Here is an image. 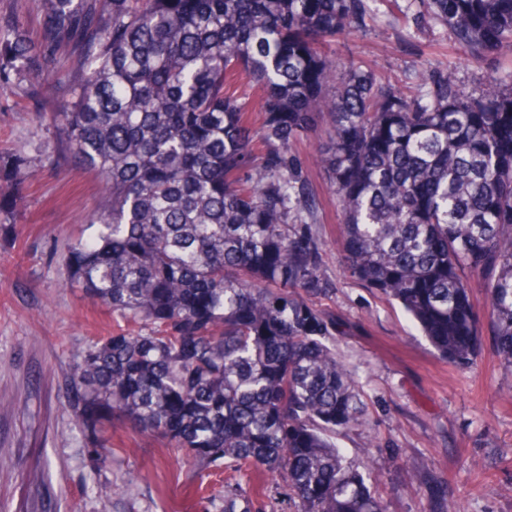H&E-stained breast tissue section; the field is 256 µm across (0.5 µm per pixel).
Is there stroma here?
Returning a JSON list of instances; mask_svg holds the SVG:
<instances>
[{"instance_id":"stroma-1","label":"stroma","mask_w":512,"mask_h":512,"mask_svg":"<svg viewBox=\"0 0 512 512\" xmlns=\"http://www.w3.org/2000/svg\"><path fill=\"white\" fill-rule=\"evenodd\" d=\"M406 5L391 6L375 35L339 36L324 53L352 57L407 93L437 62L453 67L467 89L478 88L486 66L441 28L417 25ZM53 107L25 82L0 93V154L24 156L31 169L19 177L20 198L0 209V512H100L99 483L112 486L111 512H220L225 485L236 483L264 489L267 512H293L283 480L198 470L166 440L118 418L102 429L111 465L90 468L63 376L72 354L117 326L106 307L66 284L69 246L95 235L90 220L102 185L48 157L55 133L35 113ZM324 141V132L305 134L292 153L316 193L325 266L336 285L320 306L336 318V351L366 404L361 424L337 436L338 448L376 479L388 512H426V473L448 485L461 512H512V370L488 339L471 367L442 360L396 302L347 276L336 196L314 163Z\"/></svg>"}]
</instances>
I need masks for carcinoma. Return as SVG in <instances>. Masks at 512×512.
<instances>
[{"mask_svg": "<svg viewBox=\"0 0 512 512\" xmlns=\"http://www.w3.org/2000/svg\"><path fill=\"white\" fill-rule=\"evenodd\" d=\"M386 0H45L42 38L0 21V93L57 101V161L96 174L97 234L70 246L67 285L126 327L73 356L69 411L91 464L103 417L167 440L201 470L283 477L295 512H387L336 435L361 422L330 344L333 290L310 183L291 146L319 127L341 210L344 269L399 303L440 357L473 363L482 278L493 348L512 369V81L476 92L453 70L407 94L322 42L365 34ZM471 58L512 51V0H408ZM69 66L54 84L48 66ZM29 167L0 158V174ZM224 487L222 512H266ZM438 512L448 487L431 489Z\"/></svg>", "mask_w": 512, "mask_h": 512, "instance_id": "cac0c4a2", "label": "carcinoma"}]
</instances>
